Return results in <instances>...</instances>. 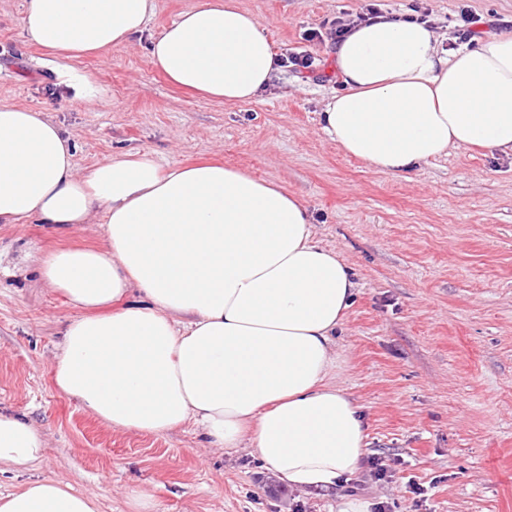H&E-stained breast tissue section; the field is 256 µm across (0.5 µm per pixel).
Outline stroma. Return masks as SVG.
I'll return each mask as SVG.
<instances>
[{
  "label": "stroma",
  "mask_w": 512,
  "mask_h": 512,
  "mask_svg": "<svg viewBox=\"0 0 512 512\" xmlns=\"http://www.w3.org/2000/svg\"><path fill=\"white\" fill-rule=\"evenodd\" d=\"M195 2L154 0L144 35L106 59L70 63L27 45L23 0H0V99L50 114L82 171L142 150L165 164L219 161L294 193L319 244L358 284L331 376L361 408L369 455L396 475L365 471L304 494L266 484L249 449L208 447L195 426L156 436L101 423L54 384L61 330L78 310L45 285L38 260L101 244L102 227L30 221L0 224V410L38 427L47 448L28 470L0 465V493L48 477L95 494L99 512H130L134 486L152 494L155 512H336L353 490L389 512H512V157L453 150L388 175L324 134L323 102L341 88L324 24L356 18L368 0H238L278 55L311 56L313 71L286 68L246 103L186 93L155 69L147 45ZM378 2L399 19L427 12L447 42L464 6L480 36H512V0Z\"/></svg>",
  "instance_id": "35a3bbf8"
}]
</instances>
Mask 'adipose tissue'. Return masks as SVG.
I'll return each mask as SVG.
<instances>
[{"label":"adipose tissue","mask_w":512,"mask_h":512,"mask_svg":"<svg viewBox=\"0 0 512 512\" xmlns=\"http://www.w3.org/2000/svg\"><path fill=\"white\" fill-rule=\"evenodd\" d=\"M154 0H25L23 37L69 62L106 58L143 34ZM174 85L220 102L266 90L281 59L237 0H196L150 39ZM344 88L322 129L376 171L452 149L512 155V36L445 50L425 23L387 16L334 51ZM46 112L0 102V224L66 229L103 217L98 248L40 260L79 308L55 364L58 390L110 427L162 435L196 425L209 445L250 449L288 487L329 489L368 452L360 407L331 380L358 285L316 240L308 208L275 181L215 163L162 166L122 152L79 170ZM46 440L0 412V465L24 469ZM0 512H98L55 479L0 495Z\"/></svg>","instance_id":"obj_1"}]
</instances>
